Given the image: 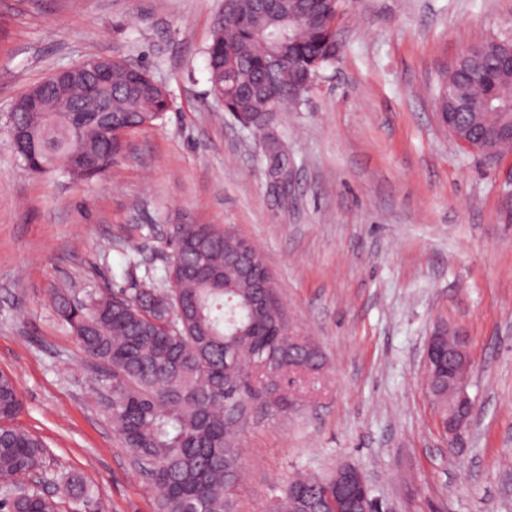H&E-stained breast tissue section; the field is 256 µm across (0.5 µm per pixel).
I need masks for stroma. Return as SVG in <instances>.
Segmentation results:
<instances>
[{"label":"stroma","instance_id":"1","mask_svg":"<svg viewBox=\"0 0 512 512\" xmlns=\"http://www.w3.org/2000/svg\"><path fill=\"white\" fill-rule=\"evenodd\" d=\"M222 0H0V373L44 470L79 473L99 512H155L89 357L47 291L102 292L161 274L176 224H231L260 248L323 374L300 403L243 435L236 512H261L299 472L358 467L385 512H512V151L455 142L435 115L437 72L512 34V0H344L340 52L307 101L278 113L287 187L257 139L208 93L205 48ZM91 55L128 59L171 107L128 133L92 180L24 171L10 106ZM467 334L473 424L449 449L426 396L437 324Z\"/></svg>","mask_w":512,"mask_h":512}]
</instances>
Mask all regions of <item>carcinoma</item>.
Returning <instances> with one entry per match:
<instances>
[{"mask_svg": "<svg viewBox=\"0 0 512 512\" xmlns=\"http://www.w3.org/2000/svg\"><path fill=\"white\" fill-rule=\"evenodd\" d=\"M329 0H280L262 17L254 0H224L205 49L209 93L226 112H246L252 127L274 121L276 113L307 100L317 76L336 61L337 30ZM295 17L284 46L287 67L276 84H264L266 51L256 27L276 39L281 20ZM462 80L455 69L440 73L435 107L466 111L451 116L452 127L468 128L461 139L485 149L489 113L505 120L512 112V69L500 65L498 48ZM149 79L145 68L112 65V116L81 112H18L9 130L24 131L17 153L31 174L60 173L73 179L96 177L123 149V135L154 126L169 109L165 89L132 94L130 84ZM253 87L258 93L241 96ZM239 238L232 224H177L171 262L164 277L148 274L128 287L80 294L52 288L48 297L63 322L112 391L107 408L122 443L157 496L158 512H233L242 472L241 435L276 381L254 375V364L270 355L277 377L289 368L316 369L323 357L293 337L267 332L288 322L278 288L244 283L235 275ZM265 306L254 308L253 299ZM426 394L437 413L448 416L446 395L426 376ZM21 408L13 378L0 373V512H64L94 501V489L75 472L49 475L51 489L25 479L41 466L45 444L14 427ZM333 474L297 475L289 488L266 503L265 512H336V489L324 487Z\"/></svg>", "mask_w": 512, "mask_h": 512, "instance_id": "cac0c4a2", "label": "carcinoma"}]
</instances>
